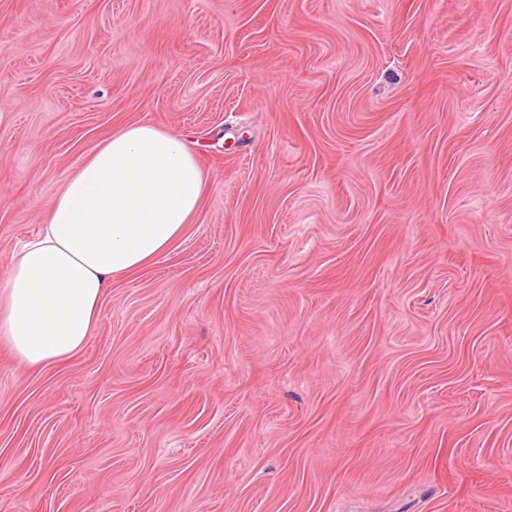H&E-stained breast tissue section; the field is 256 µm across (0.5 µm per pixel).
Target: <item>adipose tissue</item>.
<instances>
[{"mask_svg":"<svg viewBox=\"0 0 512 512\" xmlns=\"http://www.w3.org/2000/svg\"><path fill=\"white\" fill-rule=\"evenodd\" d=\"M203 177L178 137L112 134L63 182L47 224L0 283V340L22 367L61 364L89 340L115 279L166 252L197 212Z\"/></svg>","mask_w":512,"mask_h":512,"instance_id":"1","label":"adipose tissue"}]
</instances>
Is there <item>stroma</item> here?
Listing matches in <instances>:
<instances>
[{"instance_id": "obj_1", "label": "stroma", "mask_w": 512, "mask_h": 512, "mask_svg": "<svg viewBox=\"0 0 512 512\" xmlns=\"http://www.w3.org/2000/svg\"><path fill=\"white\" fill-rule=\"evenodd\" d=\"M139 122L200 208L0 344V512H512V0H0V280Z\"/></svg>"}]
</instances>
